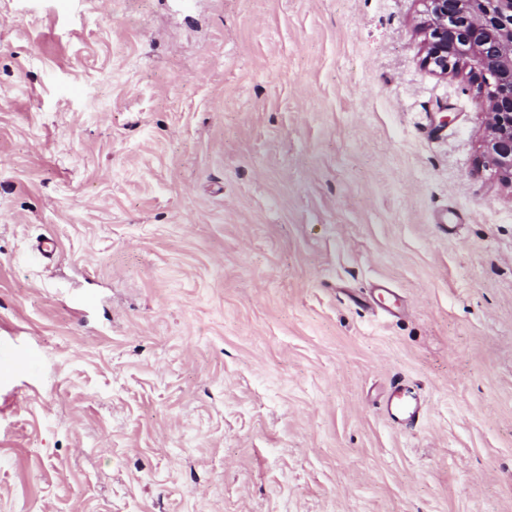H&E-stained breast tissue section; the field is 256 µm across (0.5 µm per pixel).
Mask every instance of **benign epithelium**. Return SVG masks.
I'll return each instance as SVG.
<instances>
[{"instance_id": "benign-epithelium-1", "label": "benign epithelium", "mask_w": 512, "mask_h": 512, "mask_svg": "<svg viewBox=\"0 0 512 512\" xmlns=\"http://www.w3.org/2000/svg\"><path fill=\"white\" fill-rule=\"evenodd\" d=\"M422 64L486 91L481 155L512 183V0H421Z\"/></svg>"}]
</instances>
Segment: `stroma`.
I'll use <instances>...</instances> for the list:
<instances>
[{
    "label": "stroma",
    "instance_id": "obj_1",
    "mask_svg": "<svg viewBox=\"0 0 512 512\" xmlns=\"http://www.w3.org/2000/svg\"><path fill=\"white\" fill-rule=\"evenodd\" d=\"M422 9L0 0V512H512V185ZM408 396L409 392L401 382L393 383L386 397L385 409L393 420L415 426L420 419V405L416 399L413 404Z\"/></svg>",
    "mask_w": 512,
    "mask_h": 512
}]
</instances>
